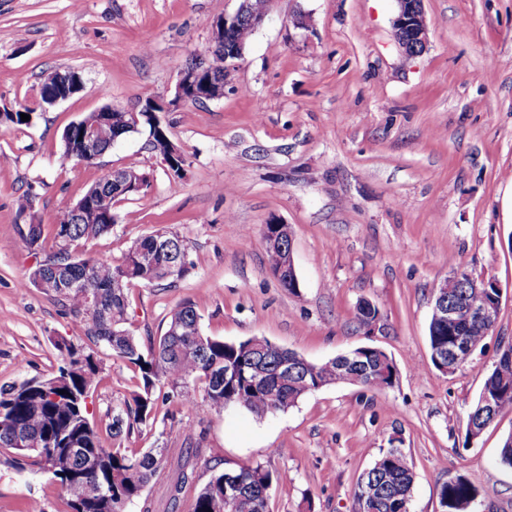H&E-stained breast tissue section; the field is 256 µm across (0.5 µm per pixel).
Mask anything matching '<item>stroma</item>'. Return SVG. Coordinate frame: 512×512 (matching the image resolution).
Masks as SVG:
<instances>
[{"mask_svg": "<svg viewBox=\"0 0 512 512\" xmlns=\"http://www.w3.org/2000/svg\"><path fill=\"white\" fill-rule=\"evenodd\" d=\"M238 0H0V108L33 105L57 67L83 89L26 126H0V387L41 380L61 362L62 336L87 345L60 302L26 280L46 254L25 225L55 224L106 172L132 168L149 185L118 205L119 222L85 245L120 262L133 241L166 228L189 245L192 273L171 288L128 292L127 326L160 336L180 303L198 304L201 330L253 336L320 363L363 344L398 369L394 387L339 385L266 418L229 410L190 421L178 396L160 403L130 448H185L193 471L170 465L127 512H189L212 471L262 466L283 474L268 512H351L359 474L399 439L415 474L409 512H441L442 484L466 477L473 512H512V469L501 467L512 411L473 442L470 407L512 345V0H423L426 51L394 36L396 0H271L221 98L160 118L184 154L170 174L146 133L121 139L92 164L63 163L64 128L104 106L138 111L171 99L179 70L211 43L212 20ZM27 213H19L22 198ZM290 225L299 294L268 265L263 229ZM465 268L503 297L483 344L454 374L430 361L434 289ZM381 321L357 319L359 301ZM101 379L88 399L98 426L133 391L132 373L98 346ZM0 449V512H65L51 474L20 473Z\"/></svg>", "mask_w": 512, "mask_h": 512, "instance_id": "1", "label": "stroma"}]
</instances>
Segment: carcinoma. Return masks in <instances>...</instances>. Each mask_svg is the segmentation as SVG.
I'll return each mask as SVG.
<instances>
[{
    "label": "carcinoma",
    "instance_id": "1",
    "mask_svg": "<svg viewBox=\"0 0 512 512\" xmlns=\"http://www.w3.org/2000/svg\"><path fill=\"white\" fill-rule=\"evenodd\" d=\"M247 17L225 35V48L246 46L252 34ZM192 62L204 71L198 85L200 103L224 95V82L231 68L224 61V51L205 49ZM139 113L112 109L108 121L98 127L96 148L102 155L112 149V139L137 133L143 125L136 123ZM65 160L83 157L84 143L73 135L62 144ZM99 191L109 198L107 210H89L74 214L70 204L54 225L55 250L43 261L50 269L67 264L70 279L80 287L63 292L57 300L85 328L94 344H104L112 354L126 363L137 380V390L124 407L112 416V422L100 429L90 421L86 409L88 392L100 380L102 367L95 351L63 338L55 344L64 364L58 368L60 386L48 391L24 381L19 386L0 389V448L11 451L7 462L18 471L42 468L43 460L54 463L53 478L59 483L70 512H126L127 505L142 497L145 487L166 467L169 453L153 456V449L137 451L119 445L109 446L105 437L116 440L147 424L155 417L159 397L156 388H168L180 397L187 412L203 418L219 415L232 408L247 411L257 418L285 411L306 394L331 385H356L376 389L395 385L398 373L393 359L374 345H360L351 352L360 356L352 361L329 359L310 362L296 352L277 347L267 339L251 337L237 342L206 336L202 333L198 305L186 301L169 315L163 334L144 344L141 337L126 327L128 290L135 284L172 285L188 277L193 263L165 280L160 272L178 257L189 254L187 242L177 234L160 228L133 242L119 264L95 258H81L76 248L112 231L111 198L129 199L135 191L112 195L110 175L92 185L88 192ZM450 305L469 301L483 293L495 301L497 292L482 287V279L464 272V282L448 289L437 288ZM380 309L372 303L358 307L357 318L363 325L375 322ZM492 330L483 320L464 322L449 330L430 319L428 339L431 363L442 370L445 362L436 358L442 348H452L451 361L464 365L473 350ZM300 363L295 374L282 380L277 369L282 361ZM261 363L266 377L254 382L253 365ZM512 411V346L503 350L498 365L486 377L477 400L468 414L466 441L481 436L503 412ZM26 433L24 453L12 444L16 431ZM82 443L85 451L99 456L100 466L93 472L83 469V454L67 451L73 442ZM239 483L238 494L224 495V471H213L192 502L190 512H268L269 493L281 477L260 466H240L233 470ZM91 481L102 487L109 498L91 500L84 497L83 485ZM414 473L406 455L398 447L382 452L358 477L353 490V512H409ZM443 512H471L477 498L476 488L464 476L443 484L439 492Z\"/></svg>",
    "mask_w": 512,
    "mask_h": 512
}]
</instances>
